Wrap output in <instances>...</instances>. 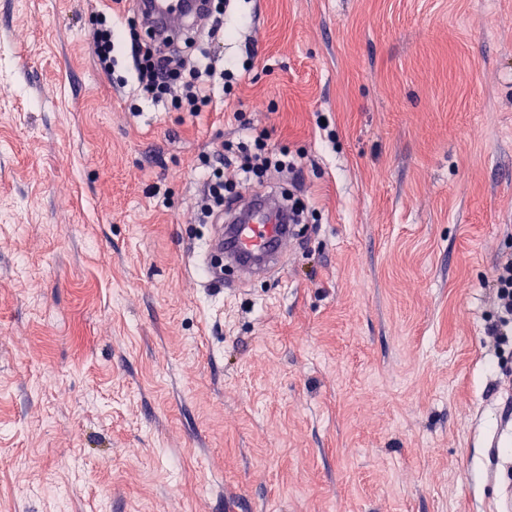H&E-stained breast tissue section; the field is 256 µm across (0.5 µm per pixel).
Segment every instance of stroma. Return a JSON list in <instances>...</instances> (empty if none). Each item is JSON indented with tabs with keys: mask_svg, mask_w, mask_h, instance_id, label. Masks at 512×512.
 I'll use <instances>...</instances> for the list:
<instances>
[{
	"mask_svg": "<svg viewBox=\"0 0 512 512\" xmlns=\"http://www.w3.org/2000/svg\"><path fill=\"white\" fill-rule=\"evenodd\" d=\"M111 8L0 0V512H498L512 0H237L194 114L99 68ZM251 127L309 215L211 288L197 166ZM253 53H247L246 59L239 63L237 60H225L222 69L219 72V78L222 81V90L226 95L230 96L235 86L238 85V74L240 70L247 71L252 61ZM496 320L486 330V343L495 350L512 345V254L496 265L491 282Z\"/></svg>",
	"mask_w": 512,
	"mask_h": 512,
	"instance_id": "stroma-1",
	"label": "stroma"
}]
</instances>
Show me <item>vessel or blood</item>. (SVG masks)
Wrapping results in <instances>:
<instances>
[{"mask_svg": "<svg viewBox=\"0 0 512 512\" xmlns=\"http://www.w3.org/2000/svg\"><path fill=\"white\" fill-rule=\"evenodd\" d=\"M186 0H141L142 19L158 16L170 26L182 25ZM294 228L281 207L253 209L239 224L215 226L199 255L210 278L220 282L225 268L235 269L243 278L260 277L283 262Z\"/></svg>", "mask_w": 512, "mask_h": 512, "instance_id": "obj_1", "label": "vessel or blood"}]
</instances>
